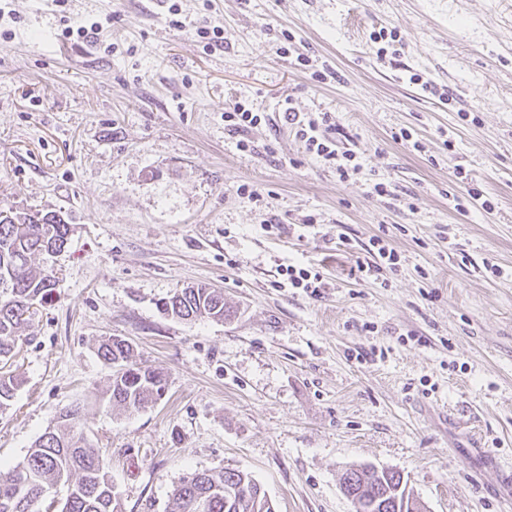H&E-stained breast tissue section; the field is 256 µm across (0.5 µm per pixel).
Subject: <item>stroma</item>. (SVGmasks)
<instances>
[{"mask_svg":"<svg viewBox=\"0 0 512 512\" xmlns=\"http://www.w3.org/2000/svg\"><path fill=\"white\" fill-rule=\"evenodd\" d=\"M67 16L101 30L64 38ZM383 28L399 55L378 57ZM287 101L334 113L359 171L306 155ZM237 102L268 116L249 152ZM460 169L492 210L456 209ZM1 202L72 234L34 258L61 282L9 363L0 467L77 405L122 512H171L184 477L228 468L276 512H355L352 465L401 472L424 512H512V0H0ZM376 236L397 269L352 275ZM296 264L319 295L285 286ZM192 284L236 317L160 310ZM104 336L164 372L161 400L109 403ZM265 120L263 112H252L251 109H247L239 102L224 110V125L229 132L242 136V139L237 143L242 151L250 150L252 141L247 136Z\"/></svg>","mask_w":512,"mask_h":512,"instance_id":"obj_1","label":"stroma"}]
</instances>
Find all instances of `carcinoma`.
<instances>
[{
	"mask_svg": "<svg viewBox=\"0 0 512 512\" xmlns=\"http://www.w3.org/2000/svg\"><path fill=\"white\" fill-rule=\"evenodd\" d=\"M71 225L56 212L0 206V360L16 354L20 331L59 285L53 272L36 266L32 257L57 254L68 244ZM159 308L174 318L191 321L208 317L224 321L233 311L224 292L197 284L161 299ZM98 356L114 368L109 401L135 412L156 402L167 385L166 375L132 361L130 344L117 336L99 341ZM18 379L0 371V412L9 408ZM82 410L61 413L40 435L24 459L0 471V512H40V505L55 500V489L67 485L60 512H121L112 480L100 465L99 450L80 428ZM359 512H397L396 503L412 499L407 481L386 469L356 477L348 487ZM174 512H275L272 502L240 470L198 472L183 479L173 491Z\"/></svg>",
	"mask_w": 512,
	"mask_h": 512,
	"instance_id": "obj_1",
	"label": "carcinoma"
}]
</instances>
